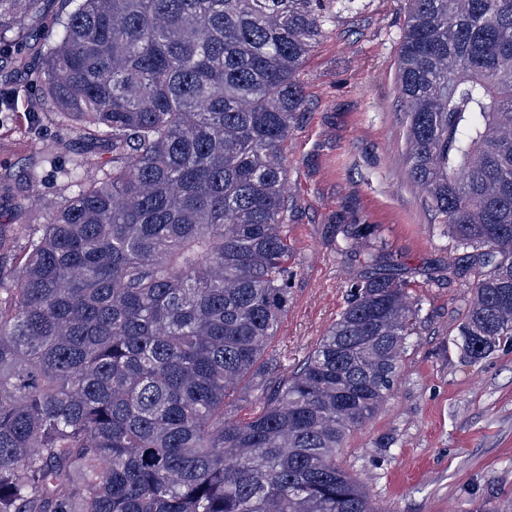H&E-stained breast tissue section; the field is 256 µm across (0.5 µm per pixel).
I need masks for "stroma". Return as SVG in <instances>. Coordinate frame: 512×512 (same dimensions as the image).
Masks as SVG:
<instances>
[{"mask_svg":"<svg viewBox=\"0 0 512 512\" xmlns=\"http://www.w3.org/2000/svg\"><path fill=\"white\" fill-rule=\"evenodd\" d=\"M411 0H366L343 14L300 70L306 107L284 144L292 206L288 314L269 351L302 362L346 306L363 269L337 251L332 226L370 224L367 245L412 283L425 322L403 358L393 395L336 461L378 512H512V343L469 363L455 342L471 278H449L463 258L407 181L397 92L399 48ZM63 140L56 164L91 150L54 113H13L0 126V227L22 245L13 184L32 163V135ZM392 444L391 452L377 440Z\"/></svg>","mask_w":512,"mask_h":512,"instance_id":"stroma-1","label":"stroma"}]
</instances>
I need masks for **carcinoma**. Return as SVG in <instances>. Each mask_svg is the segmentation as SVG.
<instances>
[{
    "instance_id": "carcinoma-1",
    "label": "carcinoma",
    "mask_w": 512,
    "mask_h": 512,
    "mask_svg": "<svg viewBox=\"0 0 512 512\" xmlns=\"http://www.w3.org/2000/svg\"><path fill=\"white\" fill-rule=\"evenodd\" d=\"M0 0V98L51 108L112 154L0 272V512H376L336 453L392 395L422 323L367 270L302 366L268 347L288 310L283 144L300 68L365 0ZM399 50L408 178L471 251L468 362L512 341V0H412ZM41 163L62 144L31 140ZM355 253L369 224H337ZM245 396L254 409L239 418Z\"/></svg>"
}]
</instances>
